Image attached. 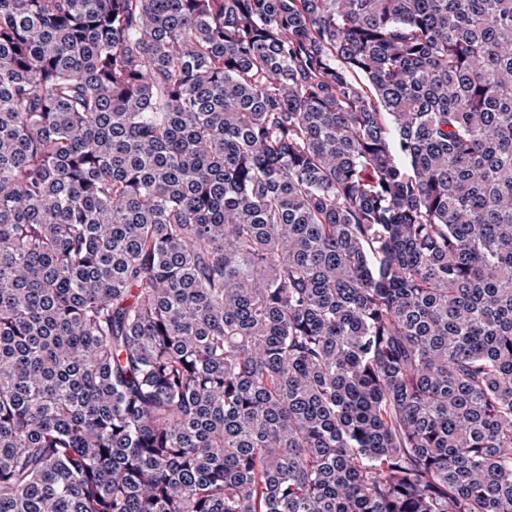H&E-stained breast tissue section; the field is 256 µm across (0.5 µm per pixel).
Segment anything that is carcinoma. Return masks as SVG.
Listing matches in <instances>:
<instances>
[{
	"label": "carcinoma",
	"mask_w": 512,
	"mask_h": 512,
	"mask_svg": "<svg viewBox=\"0 0 512 512\" xmlns=\"http://www.w3.org/2000/svg\"><path fill=\"white\" fill-rule=\"evenodd\" d=\"M0 512H512V0H0Z\"/></svg>",
	"instance_id": "obj_1"
}]
</instances>
